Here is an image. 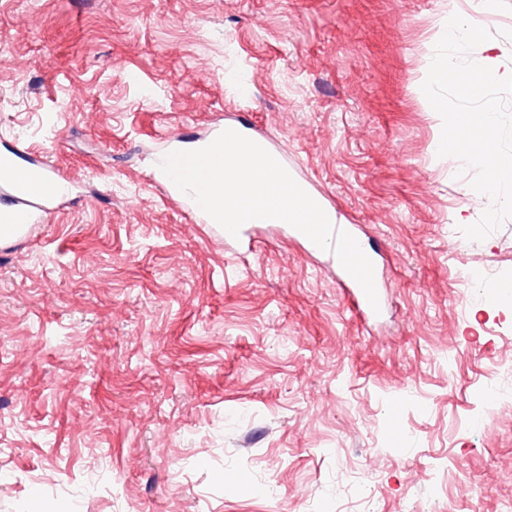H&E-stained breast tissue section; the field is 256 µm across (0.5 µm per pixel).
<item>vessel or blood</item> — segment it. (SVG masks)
<instances>
[{
	"label": "vessel or blood",
	"mask_w": 512,
	"mask_h": 512,
	"mask_svg": "<svg viewBox=\"0 0 512 512\" xmlns=\"http://www.w3.org/2000/svg\"><path fill=\"white\" fill-rule=\"evenodd\" d=\"M15 167L14 153L0 154V238L4 240L18 237L33 225L42 223L54 198L50 187L57 182L56 174L50 166L36 162L31 164L29 172L42 184V191L22 188L10 175ZM162 183L170 196L192 215L196 223H209V216L189 195L180 191L170 178H163ZM341 281L349 291L355 313L361 317L373 315L374 310L358 282L346 272L342 273Z\"/></svg>",
	"instance_id": "1"
}]
</instances>
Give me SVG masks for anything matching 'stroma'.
Returning <instances> with one entry per match:
<instances>
[{
	"label": "stroma",
	"mask_w": 512,
	"mask_h": 512,
	"mask_svg": "<svg viewBox=\"0 0 512 512\" xmlns=\"http://www.w3.org/2000/svg\"><path fill=\"white\" fill-rule=\"evenodd\" d=\"M449 0H0V150L70 188L0 242V512H512V220L481 242L420 90ZM245 117L380 254L384 316L152 179ZM161 181L168 190L169 195L177 201L182 209L192 215L196 223L213 224L220 234L224 232V241L226 243L235 246L243 253H251L256 248L258 240L254 235V231L257 225L265 223L255 222L252 224H243L240 228L238 238H235L209 217L189 195L180 191L168 176L165 175L161 178Z\"/></svg>",
	"instance_id": "stroma-1"
}]
</instances>
